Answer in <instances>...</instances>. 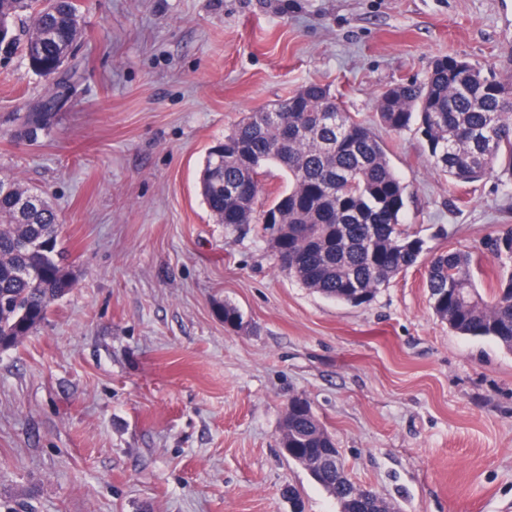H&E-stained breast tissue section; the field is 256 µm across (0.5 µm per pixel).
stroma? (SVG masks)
<instances>
[{"mask_svg": "<svg viewBox=\"0 0 512 512\" xmlns=\"http://www.w3.org/2000/svg\"><path fill=\"white\" fill-rule=\"evenodd\" d=\"M80 78L49 94L0 55V177L59 216L72 290L0 351L5 512H338L283 453L308 400L351 480L398 512H512V353L433 315L423 267L352 306L275 264L259 224H218L198 188L244 113L310 83L376 124L386 87L453 56L512 53V0H78ZM429 246L512 225V177L453 188L412 133L378 127ZM243 315L224 323L225 304ZM55 102V98H47L40 106L33 108L29 106L28 112H22V115L19 113L18 120L29 134L34 135L48 125L53 112H40V110L53 107Z\"/></svg>", "mask_w": 512, "mask_h": 512, "instance_id": "obj_1", "label": "stroma"}]
</instances>
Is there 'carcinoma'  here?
<instances>
[{
	"mask_svg": "<svg viewBox=\"0 0 512 512\" xmlns=\"http://www.w3.org/2000/svg\"><path fill=\"white\" fill-rule=\"evenodd\" d=\"M28 20L23 52L30 68L55 87L76 75L54 73L80 37L76 0H0V20ZM55 99L20 115L34 134L48 125ZM279 113L284 130L267 122ZM381 125L412 132L428 159L453 186L495 171L512 176V54L486 75L457 57L435 59L421 82L394 84L378 99ZM288 177L270 207L281 213L267 244L277 266L325 298L359 306L400 273L425 267L433 314L449 329L488 338L512 352V226L483 240L479 250L498 262L487 288L477 286L473 252L431 248L404 224L406 185L390 164L374 128L340 107L330 88L312 83L271 107L247 112L209 150L200 178L213 219L224 223V189L239 194V224H259L262 176L270 167ZM0 193V350L18 346L73 287L58 240L59 218L43 197L12 179ZM288 457L309 471L339 512H394L376 490L364 493L336 456L332 435L309 402L288 401Z\"/></svg>",
	"mask_w": 512,
	"mask_h": 512,
	"instance_id": "carcinoma-1",
	"label": "carcinoma"
}]
</instances>
